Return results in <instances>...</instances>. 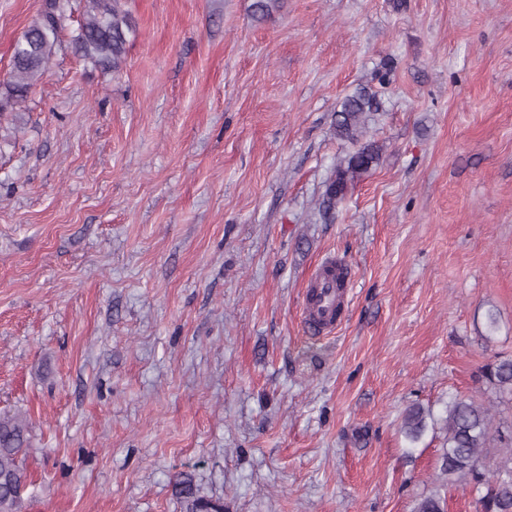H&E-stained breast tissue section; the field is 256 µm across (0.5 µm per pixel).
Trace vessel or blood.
Returning a JSON list of instances; mask_svg holds the SVG:
<instances>
[{
    "label": "vessel or blood",
    "instance_id": "1",
    "mask_svg": "<svg viewBox=\"0 0 512 512\" xmlns=\"http://www.w3.org/2000/svg\"><path fill=\"white\" fill-rule=\"evenodd\" d=\"M333 258H325L311 274L303 300V318L316 335L331 333L336 325L335 311L342 297L330 271Z\"/></svg>",
    "mask_w": 512,
    "mask_h": 512
}]
</instances>
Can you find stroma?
Listing matches in <instances>:
<instances>
[{"instance_id": "stroma-1", "label": "stroma", "mask_w": 512, "mask_h": 512, "mask_svg": "<svg viewBox=\"0 0 512 512\" xmlns=\"http://www.w3.org/2000/svg\"><path fill=\"white\" fill-rule=\"evenodd\" d=\"M128 0L104 75L57 54L0 112V416L31 422L24 512H481L412 405L512 401V0ZM42 0H0V81ZM383 146L333 219L332 120ZM353 281L329 337L322 258ZM500 327L486 339L484 314ZM336 258H324L311 274L306 286L303 300V318L312 334L324 335L331 333L337 323L335 317L336 304L341 297L344 304L343 288H336L331 272L327 267L333 266ZM486 379L501 396L512 397V357L497 356L486 368ZM427 416H430V413L426 414L420 406H411L406 410L401 429L410 445L409 448H415L424 437L428 428ZM178 484L183 486L180 490L183 512H223L224 506L220 502H213L195 496L190 482L181 481Z\"/></svg>"}]
</instances>
